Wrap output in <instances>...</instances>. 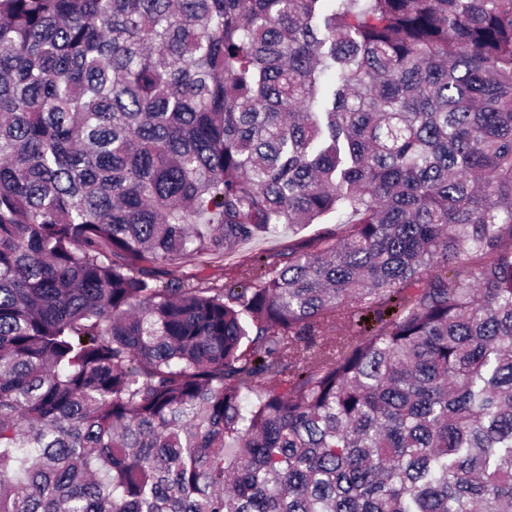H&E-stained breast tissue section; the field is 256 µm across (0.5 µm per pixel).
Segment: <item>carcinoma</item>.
Masks as SVG:
<instances>
[{"mask_svg":"<svg viewBox=\"0 0 512 512\" xmlns=\"http://www.w3.org/2000/svg\"><path fill=\"white\" fill-rule=\"evenodd\" d=\"M0 512H512V0H0ZM333 224H311L302 231L293 233L288 228H282L279 233L267 237L254 238L241 247V251L249 255L263 256L283 250L292 239L308 238L325 228H334Z\"/></svg>","mask_w":512,"mask_h":512,"instance_id":"cac0c4a2","label":"carcinoma"}]
</instances>
